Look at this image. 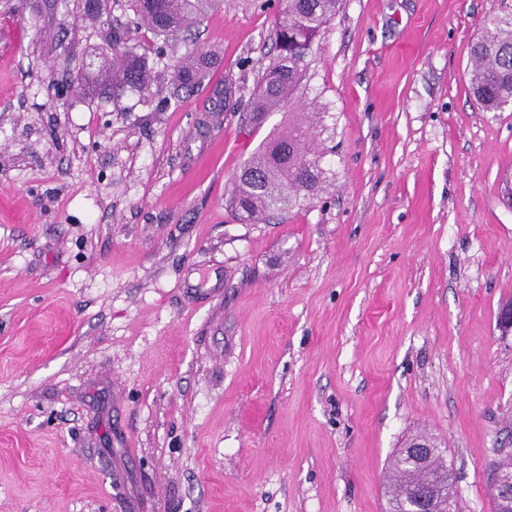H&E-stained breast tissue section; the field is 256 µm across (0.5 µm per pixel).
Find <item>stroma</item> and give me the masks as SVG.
Returning <instances> with one entry per match:
<instances>
[{"label":"stroma","mask_w":512,"mask_h":512,"mask_svg":"<svg viewBox=\"0 0 512 512\" xmlns=\"http://www.w3.org/2000/svg\"><path fill=\"white\" fill-rule=\"evenodd\" d=\"M510 11L344 0L308 111L255 127L274 11L218 0L147 53L150 91L62 97L124 4L92 23L0 0V512H386L416 435L445 449L461 512H492L512 455V105L475 102L470 47ZM201 49L202 86L169 102ZM291 119L328 149L325 188L240 223L232 177ZM213 53H190L175 66L172 80L177 89L176 102L179 101V91H193L205 80L212 63Z\"/></svg>","instance_id":"stroma-1"}]
</instances>
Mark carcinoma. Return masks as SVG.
<instances>
[{
	"label": "carcinoma",
	"instance_id": "carcinoma-1",
	"mask_svg": "<svg viewBox=\"0 0 512 512\" xmlns=\"http://www.w3.org/2000/svg\"><path fill=\"white\" fill-rule=\"evenodd\" d=\"M73 5L91 19L110 13L113 0H58ZM211 0H129L132 14L126 28L112 30L109 53L102 56L100 81L77 79V89L99 84L112 87V95L145 91L152 82L144 55L137 53L131 33L149 30L157 42L154 54L166 55L170 42L197 26ZM344 0H285L276 14L273 36L277 53L258 73L250 120L259 125L264 115L293 109L305 97L307 57L326 24L340 12ZM487 34L471 45V90L486 112H498L512 102V13L494 14L486 21ZM213 54L195 52L175 66L177 90L189 92L205 80ZM312 127L296 124L269 134L232 179L227 204L245 223H257L272 213L288 210L311 199L324 183L323 154L309 146ZM386 484L387 512H399L415 494H428L429 512H459L452 472L444 452L432 448L413 459L401 448L390 463Z\"/></svg>",
	"mask_w": 512,
	"mask_h": 512
}]
</instances>
